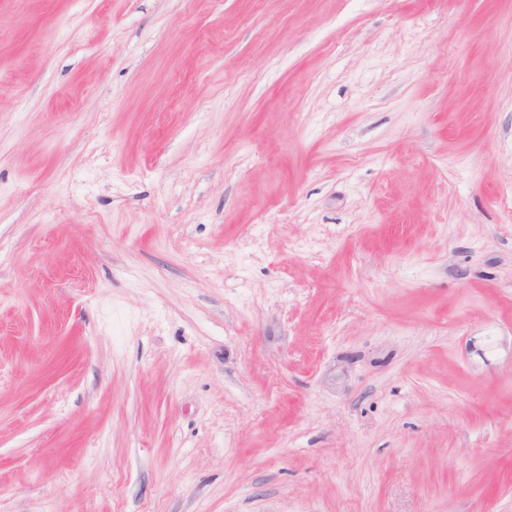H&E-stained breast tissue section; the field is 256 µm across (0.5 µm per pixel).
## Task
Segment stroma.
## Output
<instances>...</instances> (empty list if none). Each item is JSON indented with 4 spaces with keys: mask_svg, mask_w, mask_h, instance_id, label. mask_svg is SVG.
<instances>
[{
    "mask_svg": "<svg viewBox=\"0 0 512 512\" xmlns=\"http://www.w3.org/2000/svg\"><path fill=\"white\" fill-rule=\"evenodd\" d=\"M0 512H512V0H0Z\"/></svg>",
    "mask_w": 512,
    "mask_h": 512,
    "instance_id": "35a3bbf8",
    "label": "stroma"
}]
</instances>
